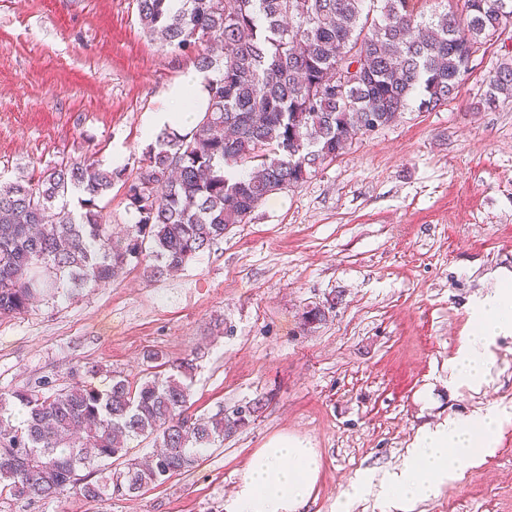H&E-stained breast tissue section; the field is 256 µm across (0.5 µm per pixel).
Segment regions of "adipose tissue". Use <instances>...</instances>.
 I'll list each match as a JSON object with an SVG mask.
<instances>
[{
  "label": "adipose tissue",
  "instance_id": "obj_1",
  "mask_svg": "<svg viewBox=\"0 0 512 512\" xmlns=\"http://www.w3.org/2000/svg\"><path fill=\"white\" fill-rule=\"evenodd\" d=\"M207 100L202 74L187 71L163 91L161 107L145 113L144 127H191ZM473 315L472 330L452 362L456 378L466 382L482 378L486 347L501 334L512 333V284L478 301ZM509 421L512 413L492 409L473 422L451 418L422 429L402 469L382 480L380 498L393 512H408L417 501L437 496L448 480L480 464ZM319 471L315 449L295 437H274L252 453L229 512H299Z\"/></svg>",
  "mask_w": 512,
  "mask_h": 512
}]
</instances>
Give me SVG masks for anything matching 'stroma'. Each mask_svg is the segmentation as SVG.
Returning <instances> with one entry per match:
<instances>
[{
	"label": "stroma",
	"instance_id": "35a3bbf8",
	"mask_svg": "<svg viewBox=\"0 0 512 512\" xmlns=\"http://www.w3.org/2000/svg\"><path fill=\"white\" fill-rule=\"evenodd\" d=\"M512 27L470 62L458 93L359 137L306 182L172 276L135 268L102 288L0 318V396L48 381L140 383L159 351L192 359V412L262 397L246 430L193 469L129 497L70 494L0 512H226L252 453L273 437L317 451L300 512H334L360 476L398 471L426 426L491 406L512 412V335L483 384L448 381L475 303L512 276V104L481 110ZM194 60L143 31L135 0H0V175L61 160L136 167L145 112ZM336 299L304 328L307 305ZM493 454L412 512H512V423Z\"/></svg>",
	"mask_w": 512,
	"mask_h": 512
}]
</instances>
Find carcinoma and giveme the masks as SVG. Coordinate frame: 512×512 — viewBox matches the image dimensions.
<instances>
[{
	"instance_id": "carcinoma-1",
	"label": "carcinoma",
	"mask_w": 512,
	"mask_h": 512,
	"mask_svg": "<svg viewBox=\"0 0 512 512\" xmlns=\"http://www.w3.org/2000/svg\"><path fill=\"white\" fill-rule=\"evenodd\" d=\"M137 0L143 30L205 74L206 111L191 130L155 135L134 171L100 161L58 162L38 179L0 181V317L26 312L51 292L100 288L134 261L150 278L182 269L247 224L272 194L306 181L355 136L448 102L471 54L512 25V0ZM360 82L340 94V71ZM512 102V59H503L481 101ZM121 184L132 225L112 236L96 201ZM74 191L83 214L69 210ZM336 300L307 307L303 325L327 321ZM140 385L105 389L77 381L0 397V442L28 449V464L0 460V495L24 505L72 490L86 501L135 494L189 471L204 452L254 422L255 398L209 417L190 412L193 363L167 361ZM160 448L151 462L130 444Z\"/></svg>"
}]
</instances>
